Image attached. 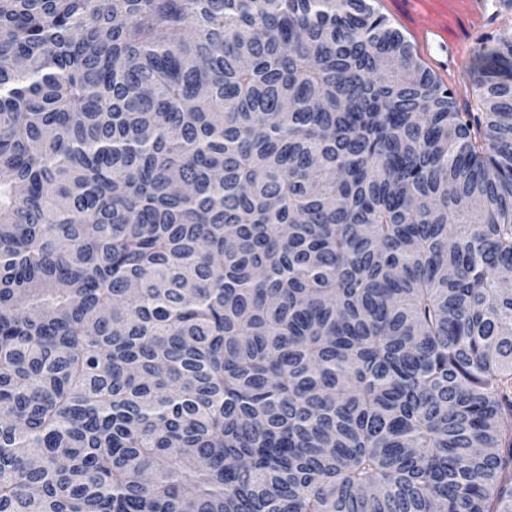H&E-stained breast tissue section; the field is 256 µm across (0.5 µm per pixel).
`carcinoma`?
Listing matches in <instances>:
<instances>
[{
    "label": "carcinoma",
    "instance_id": "1",
    "mask_svg": "<svg viewBox=\"0 0 512 512\" xmlns=\"http://www.w3.org/2000/svg\"><path fill=\"white\" fill-rule=\"evenodd\" d=\"M375 2L0 0V512H512V27ZM482 1H484L483 11L488 21L470 44L467 59L461 65H457L455 61L456 45H452L448 51V49L441 50L432 43L423 42L415 44L406 29L405 20L396 13L395 7L391 1L378 0L375 4L378 10L388 18L391 24L398 28L405 37L408 36L414 43L417 52L416 55L421 60L422 64L437 76L442 81L443 85L448 87L453 93L461 112H464V107L467 102L473 104L477 94L475 78L469 70L470 57L474 48L480 46L482 39L486 35L493 33L500 27L512 23L511 12L500 9V3L496 2L499 0ZM496 11H500L498 15H495ZM418 3L430 4V15L419 16L408 30L414 36L432 35L446 43L449 29L456 35L457 44L467 43L472 29H475L482 17V2L479 0H418Z\"/></svg>",
    "mask_w": 512,
    "mask_h": 512
}]
</instances>
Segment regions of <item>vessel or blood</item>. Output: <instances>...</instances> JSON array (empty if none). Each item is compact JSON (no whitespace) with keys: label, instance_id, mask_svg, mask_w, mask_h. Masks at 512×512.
I'll list each match as a JSON object with an SVG mask.
<instances>
[{"label":"vessel or blood","instance_id":"1","mask_svg":"<svg viewBox=\"0 0 512 512\" xmlns=\"http://www.w3.org/2000/svg\"><path fill=\"white\" fill-rule=\"evenodd\" d=\"M432 5L430 15L419 17L410 27L416 36L432 35L447 39L455 35L458 43H466L472 29H475L482 17L481 0H426Z\"/></svg>","mask_w":512,"mask_h":512}]
</instances>
